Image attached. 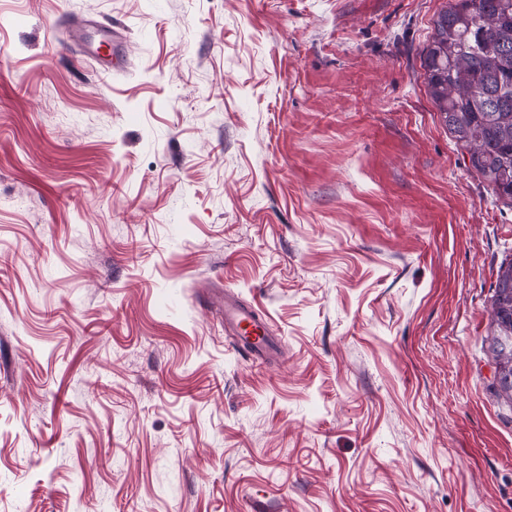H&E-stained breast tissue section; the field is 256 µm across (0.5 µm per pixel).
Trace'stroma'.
<instances>
[{
  "label": "stroma",
  "mask_w": 512,
  "mask_h": 512,
  "mask_svg": "<svg viewBox=\"0 0 512 512\" xmlns=\"http://www.w3.org/2000/svg\"><path fill=\"white\" fill-rule=\"evenodd\" d=\"M449 3L0 0V512H512ZM224 331L232 332L246 352L271 349V339L266 325L255 318L250 307L240 303L233 294L227 292L224 293Z\"/></svg>",
  "instance_id": "35a3bbf8"
}]
</instances>
